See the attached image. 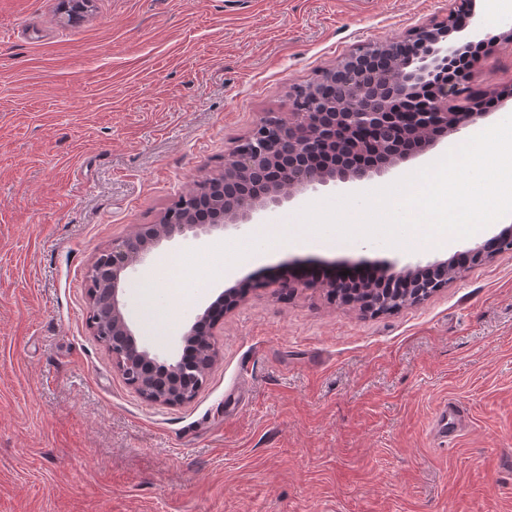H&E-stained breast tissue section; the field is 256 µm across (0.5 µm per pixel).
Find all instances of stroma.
<instances>
[{
	"label": "stroma",
	"mask_w": 512,
	"mask_h": 512,
	"mask_svg": "<svg viewBox=\"0 0 512 512\" xmlns=\"http://www.w3.org/2000/svg\"><path fill=\"white\" fill-rule=\"evenodd\" d=\"M470 41L512 23V0H473ZM448 0H0V512H512V251L466 268L419 303L371 314L320 288L281 294L283 268L435 263L485 241L391 246L334 234L274 242L181 301L164 286L168 331L131 299L139 345L181 353L194 314L247 287L214 330L216 363L195 398L145 401L87 323L95 256L156 223L293 85L353 49L443 20ZM487 92L478 133L512 114V45L471 69ZM448 134L360 191L387 186L453 148ZM334 185L261 212L295 224ZM250 233L162 242L209 256ZM455 400L456 440L430 428Z\"/></svg>",
	"instance_id": "stroma-1"
}]
</instances>
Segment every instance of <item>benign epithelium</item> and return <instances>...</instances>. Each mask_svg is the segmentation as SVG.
<instances>
[{
  "label": "benign epithelium",
  "mask_w": 512,
  "mask_h": 512,
  "mask_svg": "<svg viewBox=\"0 0 512 512\" xmlns=\"http://www.w3.org/2000/svg\"><path fill=\"white\" fill-rule=\"evenodd\" d=\"M472 19V0H450L448 19L411 31L409 39H423L424 50L401 69L389 67L386 52L401 40L364 45L325 71L342 90V98L320 95L298 86L289 100V117L267 116L224 157V177H205L176 200L182 213L174 219L166 211L157 224L141 225L101 251L89 268V325L93 336L112 355L118 372L146 401L178 406L191 401L202 385L201 366L182 357H162L139 348L123 299L126 285L139 277L162 241L193 233L195 239L214 230L241 229L253 224L254 214L277 207L304 190L329 182L354 185L397 165L388 155L380 133L389 127L428 138L436 128L456 133L482 116L459 102L473 97L468 80L454 74L457 60L471 43L450 45L446 32ZM286 125L288 152L273 134ZM262 176L261 187L246 194L218 215L214 224H196L191 217L193 194L229 176ZM512 239V227L467 252L480 256L492 251L494 241Z\"/></svg>",
  "instance_id": "obj_1"
}]
</instances>
